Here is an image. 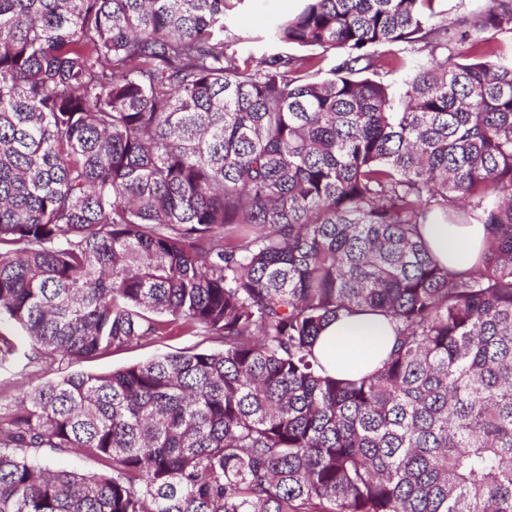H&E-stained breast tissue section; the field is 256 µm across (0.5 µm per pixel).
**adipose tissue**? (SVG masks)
<instances>
[{
    "mask_svg": "<svg viewBox=\"0 0 512 512\" xmlns=\"http://www.w3.org/2000/svg\"><path fill=\"white\" fill-rule=\"evenodd\" d=\"M423 236L441 264L467 272L478 263L486 238L481 224L423 225ZM394 344L389 323L374 315H356L328 325L319 336L314 353L327 373L357 378L379 367Z\"/></svg>",
    "mask_w": 512,
    "mask_h": 512,
    "instance_id": "ef3b65f1",
    "label": "adipose tissue"
}]
</instances>
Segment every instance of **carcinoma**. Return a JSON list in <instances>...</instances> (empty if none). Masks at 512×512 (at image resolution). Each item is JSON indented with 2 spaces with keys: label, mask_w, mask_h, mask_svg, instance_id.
I'll use <instances>...</instances> for the list:
<instances>
[{
  "label": "carcinoma",
  "mask_w": 512,
  "mask_h": 512,
  "mask_svg": "<svg viewBox=\"0 0 512 512\" xmlns=\"http://www.w3.org/2000/svg\"><path fill=\"white\" fill-rule=\"evenodd\" d=\"M433 2L304 0L258 40L307 54L254 66L234 0H0V323L77 360L222 342L13 398L0 512H512V0L458 37ZM462 204L455 273L421 226ZM361 313L382 366L323 375ZM422 233L441 264L455 272H468L478 263L484 247V224H424ZM389 323L374 315H356L328 325L314 353L327 373L357 378L379 367L394 344ZM21 454H25L28 457H37L57 468L85 472L100 469V465L97 461L76 450L69 452H53L49 450V448H26Z\"/></svg>",
  "instance_id": "1"
}]
</instances>
